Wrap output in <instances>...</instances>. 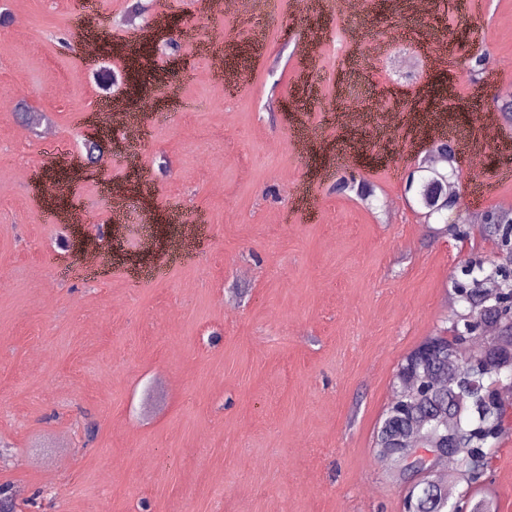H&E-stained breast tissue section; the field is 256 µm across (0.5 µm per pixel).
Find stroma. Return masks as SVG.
Segmentation results:
<instances>
[{
	"label": "stroma",
	"mask_w": 512,
	"mask_h": 512,
	"mask_svg": "<svg viewBox=\"0 0 512 512\" xmlns=\"http://www.w3.org/2000/svg\"><path fill=\"white\" fill-rule=\"evenodd\" d=\"M135 2L92 6L103 40L141 53ZM74 7L0 0L14 19L0 24V88L17 95L0 112V483L19 512H402L405 487L372 446L397 366L443 329L461 262L497 252L483 224L459 239L420 217L405 186L426 142L412 129L467 110L464 156L489 179L512 169V122L490 136L479 122L512 85V0L475 14L440 0L429 17L412 0H362L351 16L336 0L215 15L153 0L149 18L182 19L180 51L161 39L134 64L88 60ZM218 35L234 46L225 73L251 69L250 84L214 76ZM479 54L494 90L461 72ZM131 65L136 88L99 84L97 70ZM107 92L140 139L90 122ZM342 178L373 184V203L337 192ZM457 191L470 210L512 208V180ZM191 220L196 242L171 252ZM74 232L111 267L62 250ZM504 427L485 483L449 471V500L512 512V417Z\"/></svg>",
	"instance_id": "1"
}]
</instances>
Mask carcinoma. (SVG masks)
<instances>
[{
	"instance_id": "1",
	"label": "carcinoma",
	"mask_w": 512,
	"mask_h": 512,
	"mask_svg": "<svg viewBox=\"0 0 512 512\" xmlns=\"http://www.w3.org/2000/svg\"><path fill=\"white\" fill-rule=\"evenodd\" d=\"M512 221V209H495L487 215L485 232L504 252H512V227L498 226L497 219ZM449 304L461 307L479 319L477 329L495 327L496 334L476 348L477 356L466 357L462 336H429L409 353L396 374V390L373 437L376 448L389 456L406 448H430L448 435L459 436L466 453L459 472L467 486H480L487 479L491 451L501 434L507 409L495 396L500 381L512 379V298L490 300L484 288H473L469 280L454 278ZM488 512L486 504L462 495L448 504V492L418 495L409 489L403 498L404 512Z\"/></svg>"
}]
</instances>
